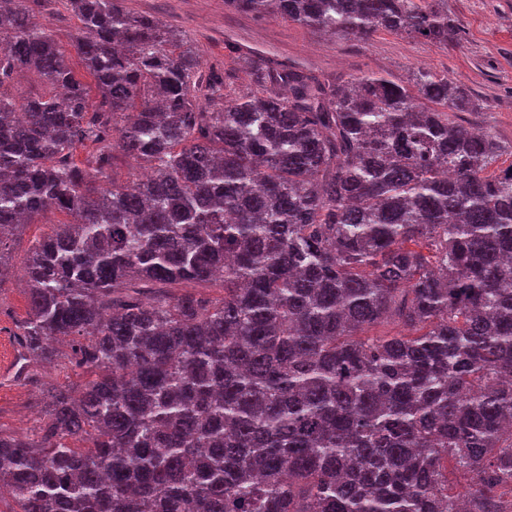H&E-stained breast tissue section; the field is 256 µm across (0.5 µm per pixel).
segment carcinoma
I'll use <instances>...</instances> for the list:
<instances>
[{
	"label": "carcinoma",
	"mask_w": 512,
	"mask_h": 512,
	"mask_svg": "<svg viewBox=\"0 0 512 512\" xmlns=\"http://www.w3.org/2000/svg\"><path fill=\"white\" fill-rule=\"evenodd\" d=\"M29 2L0 0V283L24 225L73 217L26 259L17 380L63 341L88 379L0 432L8 512H453L450 458L467 512H512V145L449 117L467 90L246 56L232 97L125 0H59L94 105ZM225 4L452 34L446 0ZM119 154L150 175L117 182Z\"/></svg>",
	"instance_id": "carcinoma-1"
}]
</instances>
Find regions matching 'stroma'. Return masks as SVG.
Returning a JSON list of instances; mask_svg holds the SVG:
<instances>
[{
  "label": "stroma",
  "mask_w": 512,
  "mask_h": 512,
  "mask_svg": "<svg viewBox=\"0 0 512 512\" xmlns=\"http://www.w3.org/2000/svg\"><path fill=\"white\" fill-rule=\"evenodd\" d=\"M125 6L182 30L201 58L202 75L214 70L223 74L225 93L254 89L239 61L246 50L332 85L371 73L408 84L417 70L428 69L459 81L480 104V111L457 115V122L512 144V0H448L455 33L444 45L386 31L350 41L293 22L258 19L224 0H125ZM67 220L66 214L52 210L25 225L11 248L12 273L0 284V429L7 432L30 431L39 418L44 388H72L81 382L67 355L41 364L40 385L14 379L17 326L28 311L25 258L36 240Z\"/></svg>",
  "instance_id": "1"
}]
</instances>
